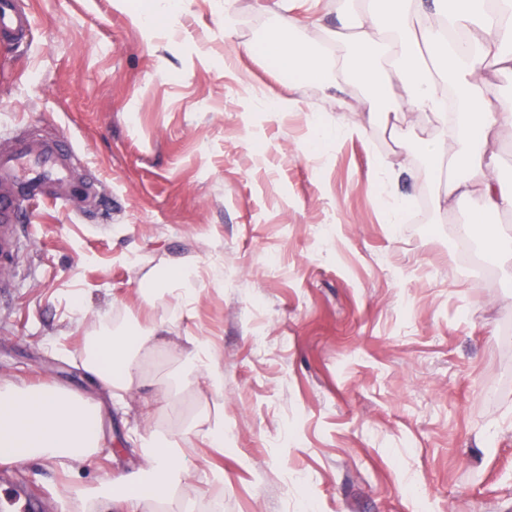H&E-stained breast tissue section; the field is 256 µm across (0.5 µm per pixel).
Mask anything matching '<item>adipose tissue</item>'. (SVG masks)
Segmentation results:
<instances>
[{"instance_id": "obj_1", "label": "adipose tissue", "mask_w": 512, "mask_h": 512, "mask_svg": "<svg viewBox=\"0 0 512 512\" xmlns=\"http://www.w3.org/2000/svg\"><path fill=\"white\" fill-rule=\"evenodd\" d=\"M352 7V36L328 32L336 44V63L300 40L269 39L263 45L243 44L251 55L263 51L277 65L288 67L301 82L324 81L336 101L334 125L323 131L324 140L363 138L366 127L383 113L386 87L397 82L403 94L400 107L416 114L437 115L443 134L421 142L419 151L429 162L445 202L460 199L470 204L471 218L459 230L467 239L487 242L497 258L512 263V237L493 231L484 218L512 211V183L498 172L494 145L502 126H512L511 112H494L487 105L490 82L486 60L512 71V0H347ZM440 15L448 31L468 33L477 29L493 37L478 49L461 53L447 33L429 25ZM454 80L461 110L442 112L440 92ZM364 82L373 89L364 100L345 98L348 85ZM359 113L350 122L346 113ZM197 271L182 266L147 281L143 292L150 297H169L178 303L194 295L190 284ZM173 322L127 332L104 329L86 352L84 367L99 383L111 388L116 403L139 392L140 355L149 351L156 337L172 333ZM181 376L185 382H201L215 392L224 389V372L211 343L190 337L183 349ZM101 412L81 394L37 387L0 386V463L42 459L62 466L84 462L99 446ZM139 468L119 481L96 488H79L75 494L90 508L109 505L114 512H157L176 497L190 473L184 465L182 441L174 433L151 430L141 439Z\"/></svg>"}]
</instances>
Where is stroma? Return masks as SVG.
I'll return each mask as SVG.
<instances>
[{
	"label": "stroma",
	"instance_id": "1",
	"mask_svg": "<svg viewBox=\"0 0 512 512\" xmlns=\"http://www.w3.org/2000/svg\"><path fill=\"white\" fill-rule=\"evenodd\" d=\"M32 30L0 43V147L64 134L89 193L23 206L26 249L0 269V384L80 391L103 435L89 460L12 465L41 512H87L73 490L131 473L136 431L185 430L224 406V445L190 437L194 512H512V265L480 280L457 257L467 202L438 208L425 160H379L439 138L397 106L362 139L318 83L239 52L264 35L320 47L341 0H179L169 29L132 20L151 0H26ZM298 99L275 113L261 100ZM407 202L412 222L388 223ZM196 267L190 303L145 302L156 270ZM174 321L148 387L114 410L82 368L103 327ZM208 337L224 395L176 383L183 339ZM220 472L223 482L207 483Z\"/></svg>",
	"mask_w": 512,
	"mask_h": 512
}]
</instances>
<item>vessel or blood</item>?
I'll return each instance as SVG.
<instances>
[{"label": "vessel or blood", "instance_id": "obj_1", "mask_svg": "<svg viewBox=\"0 0 512 512\" xmlns=\"http://www.w3.org/2000/svg\"><path fill=\"white\" fill-rule=\"evenodd\" d=\"M32 17L23 0H0V42L23 43ZM73 157L65 142L16 136L0 150V266L12 267L20 256L19 212L24 203L45 198L47 185L67 179Z\"/></svg>", "mask_w": 512, "mask_h": 512}]
</instances>
